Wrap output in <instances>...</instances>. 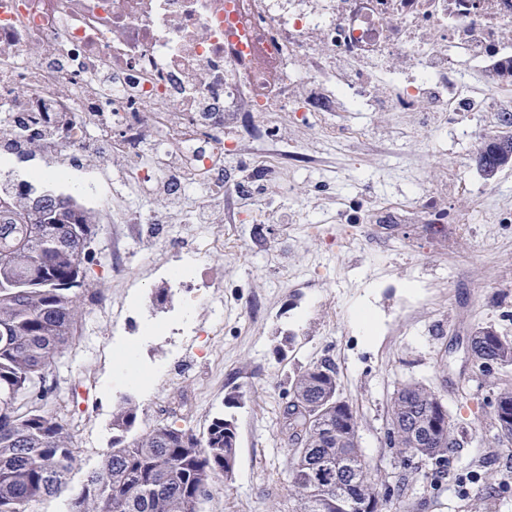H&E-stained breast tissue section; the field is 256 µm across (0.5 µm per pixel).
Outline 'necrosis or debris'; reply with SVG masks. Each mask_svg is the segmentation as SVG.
<instances>
[{
  "mask_svg": "<svg viewBox=\"0 0 512 512\" xmlns=\"http://www.w3.org/2000/svg\"><path fill=\"white\" fill-rule=\"evenodd\" d=\"M510 60L512 0H0V151H37L62 180L100 141L144 202L135 223L218 224L234 196L224 130L247 113L493 127L512 110Z\"/></svg>",
  "mask_w": 512,
  "mask_h": 512,
  "instance_id": "4bbe7bcc",
  "label": "necrosis or debris"
}]
</instances>
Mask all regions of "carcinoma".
<instances>
[{
  "mask_svg": "<svg viewBox=\"0 0 512 512\" xmlns=\"http://www.w3.org/2000/svg\"><path fill=\"white\" fill-rule=\"evenodd\" d=\"M499 141L474 157L490 179L512 163V112ZM38 189L0 187V512H33L61 491L78 462L68 423L53 410L57 358L86 314L85 260L100 225L72 196L49 192L53 220L31 205ZM478 366L512 367V340L491 327L471 338ZM303 407L288 439L291 512H383L388 499L372 481L358 445L359 422L340 397L335 369L312 364L290 380ZM441 398L409 382L389 407L390 441L418 458L442 463L452 439L437 426ZM138 407L123 399L112 413V443L89 472L70 512H200L224 472V416L203 435L173 423L134 433ZM494 420L512 438V389L497 392Z\"/></svg>",
  "mask_w": 512,
  "mask_h": 512,
  "instance_id": "carcinoma-1",
  "label": "carcinoma"
}]
</instances>
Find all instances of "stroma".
Here are the masks:
<instances>
[{"label": "stroma", "instance_id": "1", "mask_svg": "<svg viewBox=\"0 0 512 512\" xmlns=\"http://www.w3.org/2000/svg\"><path fill=\"white\" fill-rule=\"evenodd\" d=\"M433 116L416 112L282 113L276 148L314 151L316 168L264 171L266 146L247 127L224 133L230 187L257 192V208L220 224L194 280L218 283L224 319L196 300L195 287L170 290L164 317L189 316L195 333L143 341L142 315L179 256L196 243L188 224H146L140 243L114 254L127 225L99 212L88 286L99 301L58 359L57 413L71 426L79 465L35 512H69L86 474L112 442V411L125 397L139 408L138 431L166 421L206 430L216 414L233 420L237 459L230 482H218L202 512H288V449L281 435L289 380L310 364L336 366L340 395L360 422L369 473L395 486L390 512H512V440L494 422L495 395L512 388V367L481 368L467 345L477 328L512 340V213L490 206L512 197V165L484 179L473 157L483 128L449 113L448 132L431 137ZM341 125L366 129L352 141ZM94 187L60 185L85 207L111 196L116 212L137 203L110 190L102 171L79 169ZM472 186L460 195L456 182ZM437 195L455 211L482 210V223L454 234L429 224H376L374 213L413 189ZM373 315L360 332L357 304ZM417 382L443 400L457 445L448 464L406 462L388 437V408L401 384Z\"/></svg>", "mask_w": 512, "mask_h": 512}]
</instances>
